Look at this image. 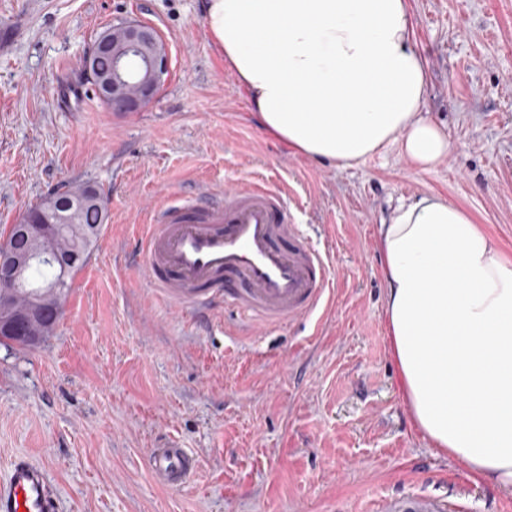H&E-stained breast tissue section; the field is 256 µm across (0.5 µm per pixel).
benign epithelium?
<instances>
[{
  "label": "benign epithelium",
  "mask_w": 512,
  "mask_h": 512,
  "mask_svg": "<svg viewBox=\"0 0 512 512\" xmlns=\"http://www.w3.org/2000/svg\"><path fill=\"white\" fill-rule=\"evenodd\" d=\"M116 33L99 36L82 59L86 77L94 85L99 97L114 112H137L158 94L170 68L168 48L159 32L138 20L112 23ZM111 59V67L98 68L99 58ZM88 205L101 206L95 192L83 196L57 200L49 209V218H27L14 226L13 239L26 243L61 234L67 225L76 223L79 212ZM75 255H61L49 249L20 251L12 246H0V283H7L10 291L0 293V312L14 309L9 321L0 319V327L11 329L22 321L34 322L41 317L38 297L31 296L26 305L15 308L19 290L26 287L25 270L37 263L57 266L59 275L46 285L56 293L65 284V274Z\"/></svg>",
  "instance_id": "obj_1"
}]
</instances>
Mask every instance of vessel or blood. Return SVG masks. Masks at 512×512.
<instances>
[{
    "label": "vessel or blood",
    "mask_w": 512,
    "mask_h": 512,
    "mask_svg": "<svg viewBox=\"0 0 512 512\" xmlns=\"http://www.w3.org/2000/svg\"><path fill=\"white\" fill-rule=\"evenodd\" d=\"M285 191L258 178L226 188L218 203L167 200L136 237L152 285L171 304L198 313L231 305L248 330H269L311 316L332 292L328 255L292 213ZM148 467L160 483L184 485L196 468L187 449H152ZM438 500L413 496L386 502L384 512H441ZM0 512H57L45 469L12 461L0 481Z\"/></svg>",
    "instance_id": "1"
}]
</instances>
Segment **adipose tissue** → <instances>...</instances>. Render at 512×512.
<instances>
[{
    "label": "adipose tissue",
    "mask_w": 512,
    "mask_h": 512,
    "mask_svg": "<svg viewBox=\"0 0 512 512\" xmlns=\"http://www.w3.org/2000/svg\"><path fill=\"white\" fill-rule=\"evenodd\" d=\"M204 24L264 133L316 162L391 147L414 167L447 156L423 115L425 62L410 0H206ZM384 316L419 431L512 493V259L435 196L381 224Z\"/></svg>",
    "instance_id": "adipose-tissue-1"
}]
</instances>
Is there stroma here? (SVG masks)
I'll return each mask as SVG.
<instances>
[{"label":"stroma","mask_w":512,"mask_h":512,"mask_svg":"<svg viewBox=\"0 0 512 512\" xmlns=\"http://www.w3.org/2000/svg\"><path fill=\"white\" fill-rule=\"evenodd\" d=\"M203 0H0V241L64 183L101 186L103 230L53 335L0 346V479L27 457L57 512H382L425 494L442 512H512V494L433 448L399 389L384 318L378 227L436 195L512 258V0H411L426 61L425 115L449 152L414 168L397 148L348 167L263 133L206 32ZM154 26L170 73L140 111L106 107L81 71L114 20ZM283 180L337 275L317 319L252 336L239 313L204 319L157 299L132 236L180 192ZM178 442L198 460L171 488L147 467Z\"/></svg>","instance_id":"stroma-1"}]
</instances>
